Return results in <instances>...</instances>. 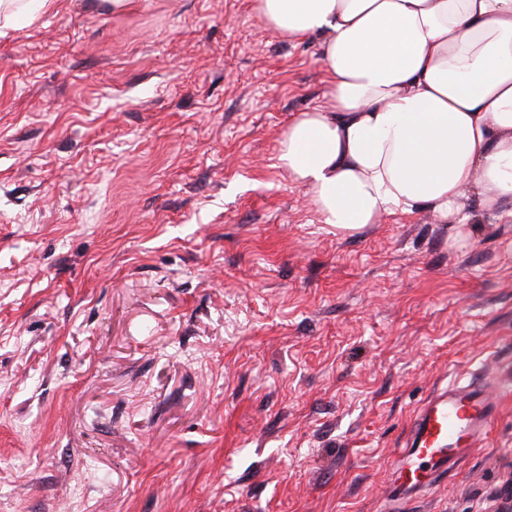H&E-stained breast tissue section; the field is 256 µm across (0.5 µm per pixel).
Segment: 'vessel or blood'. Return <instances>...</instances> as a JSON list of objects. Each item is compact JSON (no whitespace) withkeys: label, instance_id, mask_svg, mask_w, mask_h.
Masks as SVG:
<instances>
[{"label":"vessel or blood","instance_id":"obj_1","mask_svg":"<svg viewBox=\"0 0 512 512\" xmlns=\"http://www.w3.org/2000/svg\"><path fill=\"white\" fill-rule=\"evenodd\" d=\"M502 396H512V381L501 380L491 390L480 381L456 380L430 394L417 408L392 469L396 499L426 497L455 472L468 448L488 434Z\"/></svg>","mask_w":512,"mask_h":512}]
</instances>
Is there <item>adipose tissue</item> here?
<instances>
[{"label": "adipose tissue", "mask_w": 512, "mask_h": 512, "mask_svg": "<svg viewBox=\"0 0 512 512\" xmlns=\"http://www.w3.org/2000/svg\"><path fill=\"white\" fill-rule=\"evenodd\" d=\"M286 39L322 35L330 111L278 160L344 234L424 208L468 224L512 197V0H259Z\"/></svg>", "instance_id": "adipose-tissue-1"}]
</instances>
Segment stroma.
I'll use <instances>...</instances> for the list:
<instances>
[{"label":"stroma","mask_w":512,"mask_h":512,"mask_svg":"<svg viewBox=\"0 0 512 512\" xmlns=\"http://www.w3.org/2000/svg\"><path fill=\"white\" fill-rule=\"evenodd\" d=\"M257 0L0 33V512H380L415 409L512 374V200L352 235L278 161L331 106ZM512 512V399L407 512Z\"/></svg>","instance_id":"35a3bbf8"}]
</instances>
